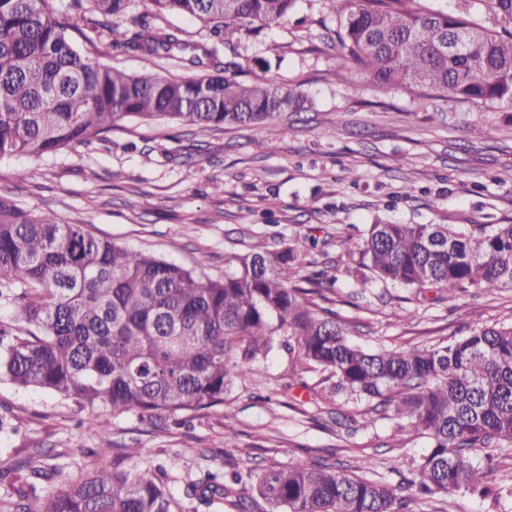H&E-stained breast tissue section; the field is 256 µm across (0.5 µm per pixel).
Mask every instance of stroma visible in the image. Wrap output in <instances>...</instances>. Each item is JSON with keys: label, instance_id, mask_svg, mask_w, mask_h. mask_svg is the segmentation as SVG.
I'll use <instances>...</instances> for the list:
<instances>
[{"label": "stroma", "instance_id": "35a3bbf8", "mask_svg": "<svg viewBox=\"0 0 512 512\" xmlns=\"http://www.w3.org/2000/svg\"><path fill=\"white\" fill-rule=\"evenodd\" d=\"M149 11L156 27L181 30L191 42L212 41L201 22L154 13L150 0H132L119 24L137 29ZM335 28L330 0H296L287 21L241 33L233 48L218 51L240 79L302 92V111L221 129L129 117L89 144L0 160V194L211 276L223 274L225 259L246 254L257 237L316 239L305 260L335 269L327 306L346 323L349 340L367 350L430 347L467 335L477 323L512 322V289L472 288L452 301H432L412 288L366 284L349 274L357 259L342 241L361 237L371 224H512V106L379 88L360 67L337 79ZM102 62L130 74L186 73L177 60L132 51H112ZM285 126L289 135L276 139ZM22 171L27 179H19ZM261 369L233 378L223 404L193 414L111 417L114 448L136 451L123 458V468L165 466L182 512L195 507L184 496L186 483L209 471L335 462L394 486L411 478L427 438L394 437L390 420L366 419L367 401L330 396L324 373L303 369L284 337ZM1 414L12 427L0 432V466L35 458L54 472L42 493L95 464V413L0 383ZM228 432L236 435L231 448L224 445ZM415 508L512 512V498L496 504L457 493Z\"/></svg>", "mask_w": 512, "mask_h": 512}]
</instances>
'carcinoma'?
I'll return each mask as SVG.
<instances>
[{
  "label": "carcinoma",
  "instance_id": "cac0c4a2",
  "mask_svg": "<svg viewBox=\"0 0 512 512\" xmlns=\"http://www.w3.org/2000/svg\"><path fill=\"white\" fill-rule=\"evenodd\" d=\"M104 19L129 0H90ZM209 26L227 47L288 16L296 0H151ZM336 75L350 60L383 87L418 97L512 104V0H489L497 26L418 7V0H342ZM69 23L48 0H0V159L48 156L85 145L129 116L182 126H251L304 108L286 85H245L226 76L216 49L181 31L133 33L113 23L100 54L129 49L179 56L188 77L127 74L82 55ZM213 68L216 75L201 73ZM316 241L270 247L264 238L228 261L220 277H199L151 254L132 252L50 212L25 210L0 195V383L38 389L99 421V452L112 450L108 413L158 419L224 402L239 372L259 373L277 336H291L299 359L328 373L332 392L355 395L390 413L394 435L429 440L409 494L334 463L208 472L184 495L226 512H413L412 504L456 492L500 503L512 489L488 482L499 452L512 449V323L477 324L432 348L366 351L348 340L328 300L337 277L322 268L300 275V257ZM374 278L435 288L453 299L468 288H512V224H371L359 246ZM302 281L310 288H302ZM52 473L27 461L0 469L12 490L3 512H181L162 467H96L37 487ZM245 483L251 494L236 489Z\"/></svg>",
  "mask_w": 512,
  "mask_h": 512
}]
</instances>
